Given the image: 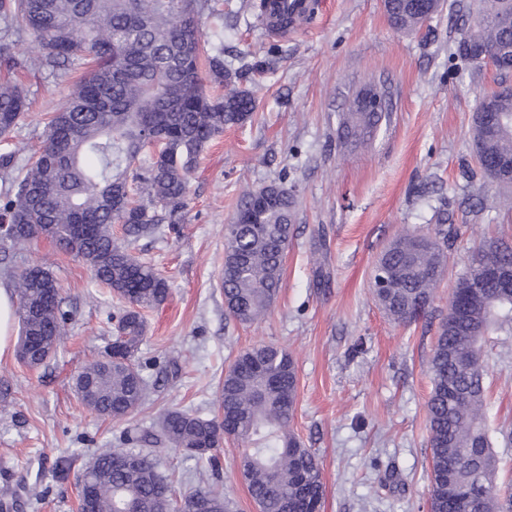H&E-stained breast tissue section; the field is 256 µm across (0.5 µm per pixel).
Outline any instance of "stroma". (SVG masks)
<instances>
[{
    "label": "stroma",
    "instance_id": "35a3bbf8",
    "mask_svg": "<svg viewBox=\"0 0 512 512\" xmlns=\"http://www.w3.org/2000/svg\"><path fill=\"white\" fill-rule=\"evenodd\" d=\"M251 0H211L199 30L242 69L237 86L257 109L226 128L201 156L178 224L139 239L134 255L166 278V302L147 313L140 360L150 377L135 422L171 408L216 415L224 371L247 348L272 343L292 356L298 377L293 428L316 454L325 494L321 512H428L430 447L427 372L442 317L471 250L491 236L512 240V185L489 182L471 138L477 102L512 74L477 67L456 53L474 0H446L428 25L406 32L388 21L384 0H321L316 17L279 36ZM271 66L253 68L254 59ZM15 81L31 105L15 133L27 152L44 140L47 122L67 103L69 81L37 71ZM389 91L393 109L373 139L351 148L336 136L355 94ZM271 184L295 200V231L283 258L277 299L260 321L241 324L224 307V227L244 190ZM457 229L444 277L427 313L392 323L371 288L381 251L396 236ZM47 262L71 311L56 357L32 369L0 359V481L15 496L0 512H78L76 471L93 451L111 446L126 424L97 416L77 399L78 368L112 342L122 305L86 265L49 240L16 252L0 281ZM489 425L499 479L512 481V336L490 337L484 353ZM236 444L219 452L220 486L234 512H258L236 471ZM71 460L59 480L55 465Z\"/></svg>",
    "mask_w": 512,
    "mask_h": 512
}]
</instances>
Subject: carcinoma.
Wrapping results in <instances>:
<instances>
[{"label": "carcinoma", "instance_id": "obj_1", "mask_svg": "<svg viewBox=\"0 0 512 512\" xmlns=\"http://www.w3.org/2000/svg\"><path fill=\"white\" fill-rule=\"evenodd\" d=\"M209 0H0V65L11 71L43 70L57 78L80 67L67 105L47 124L39 152L16 168L21 148L0 154L8 186L0 191V256L9 260L41 237L71 252L94 279L128 304L112 349L78 371L74 391L91 412L125 420L141 407L149 384L138 354L145 339L144 310L163 303L169 288L154 266L129 251L132 241L160 232V224L186 207L189 179L200 155L224 128L244 124L256 101L245 90L224 96L207 84L229 86L235 73L222 52L201 42L200 15ZM437 2L384 0L401 30H417ZM512 13V0H480L469 20L480 38L512 43V32L491 16ZM39 44L37 57L18 55L23 34ZM491 105L512 112V87L492 93ZM27 92L0 83V139L9 140L27 109ZM380 112H349L340 134L365 140ZM160 141L149 165L133 170L145 138ZM481 152L512 159V124L481 144ZM294 201L287 188L270 185L242 196V222L224 227L222 290L226 313L242 324L259 320L282 281ZM123 226L124 237L112 233ZM83 224L74 236V225ZM403 235L380 254L375 269L388 276L376 298L390 319L408 325L425 314L431 281L445 271L437 236ZM512 265V243L495 239L472 250L468 273ZM52 273L43 265L14 275L20 346L17 357L41 366L67 335L69 311ZM512 335V293L493 284L468 302L462 317L448 312L428 364L431 391L427 427L431 452L430 512H512L501 501L499 458L485 418L483 341ZM297 369L288 352L258 344L240 353L224 372L218 415L207 418L167 409L145 429H130L113 448L97 449L78 476L92 489L91 512H232L224 492L199 479L176 492L157 470L154 448H172L196 462V472L218 473L216 452L230 438L238 446L239 477L259 512H311L321 508L320 463L292 427Z\"/></svg>", "mask_w": 512, "mask_h": 512}]
</instances>
